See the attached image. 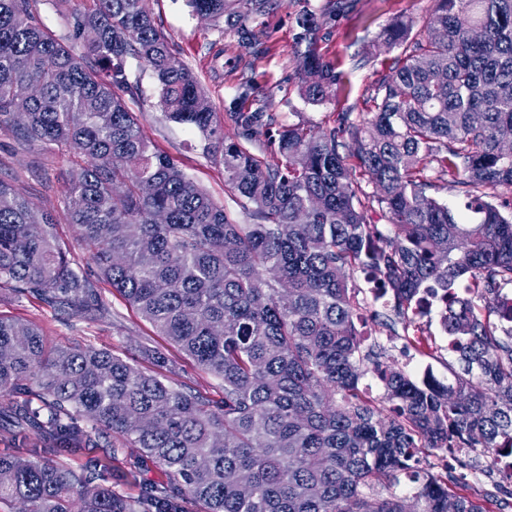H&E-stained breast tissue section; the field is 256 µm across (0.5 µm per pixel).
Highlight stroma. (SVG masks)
Segmentation results:
<instances>
[{"instance_id":"1","label":"stroma","mask_w":512,"mask_h":512,"mask_svg":"<svg viewBox=\"0 0 512 512\" xmlns=\"http://www.w3.org/2000/svg\"><path fill=\"white\" fill-rule=\"evenodd\" d=\"M325 4L326 0H290L249 21L255 38L248 43L241 41L234 30L192 17L185 0H144L146 10L166 34L174 52L201 81L224 123V137L229 142L238 138L230 118L234 112L260 110L280 125L304 122L315 127L333 126L342 112H371L373 89L389 73L397 55L384 42L387 30L401 20L422 22L431 0H356L352 12L323 26L316 49L335 67L339 82L328 101L311 104L300 91L296 15L302 6L319 12ZM127 71L130 81L142 89L141 96L131 100L129 106L146 136L223 205L233 223H246L236 194L224 182L223 165L204 156L200 133L163 120L150 72L142 71L133 60L128 61ZM74 167L75 159L69 152L47 154L39 144L19 142L10 128L0 127V177L12 180L41 207L58 209L63 181ZM102 292L111 311L106 317L90 320L59 313L3 287L0 315L35 323L47 345L53 347L79 345L134 357L138 345L159 344L151 326L117 292L107 286ZM417 326L430 336L442 333L437 316L416 323L411 314L397 313L389 305L374 307L366 318L368 333L378 338L401 336ZM62 461L72 467L104 468L112 488L126 495L138 494L142 485L166 480L165 473L157 468L136 470L125 462L109 461L102 448H75Z\"/></svg>"}]
</instances>
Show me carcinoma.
<instances>
[{
	"mask_svg": "<svg viewBox=\"0 0 512 512\" xmlns=\"http://www.w3.org/2000/svg\"><path fill=\"white\" fill-rule=\"evenodd\" d=\"M35 0H0V126L48 153L85 159L63 185L81 263L57 221L0 177V285L86 318L109 313L108 284L155 334L220 381L214 400L165 375V350L139 346L153 370L103 349L46 346L36 325L0 316V421L36 442L0 455V502L20 512H507L512 462L497 493L449 487L419 449L481 448L512 456V213L492 201L512 187V0H432L420 27L386 35L400 49L374 89L371 118L339 127L276 125L236 112L239 141L195 73L174 53L142 0H58L67 36L40 23ZM278 0H187L195 16L237 29ZM329 0L326 21L349 12ZM307 43L302 95L322 103L335 68L318 54L323 21L297 14ZM80 40L87 56L72 53ZM149 70L164 116L198 130L203 151L252 220L234 224L172 157L143 134L124 95L137 97L128 60ZM26 82L32 93L20 97ZM264 137L270 163L248 145ZM345 148L344 155L340 149ZM356 159L387 218L369 222L354 188ZM443 182L452 206L429 194ZM414 309L430 297L456 340L455 383L423 384L364 345L348 282L355 274ZM384 388L391 416L359 388L361 364ZM96 441L110 458L163 470L164 485L125 496L91 467L56 457ZM247 474L243 494L226 474Z\"/></svg>",
	"mask_w": 512,
	"mask_h": 512,
	"instance_id": "cac0c4a2",
	"label": "carcinoma"
}]
</instances>
